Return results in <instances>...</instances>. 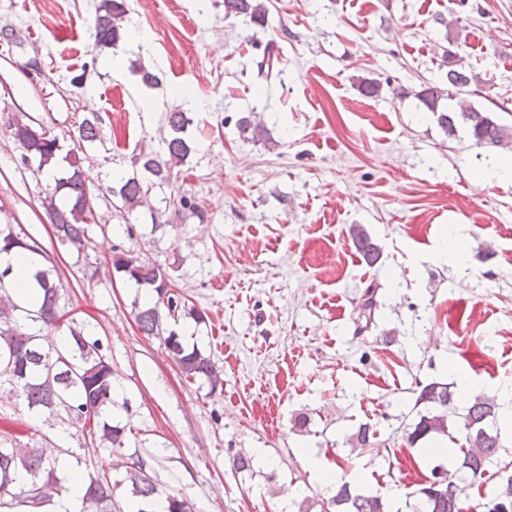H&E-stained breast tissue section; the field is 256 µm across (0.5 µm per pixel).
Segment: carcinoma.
<instances>
[{"label":"carcinoma","mask_w":512,"mask_h":512,"mask_svg":"<svg viewBox=\"0 0 512 512\" xmlns=\"http://www.w3.org/2000/svg\"><path fill=\"white\" fill-rule=\"evenodd\" d=\"M266 13L265 0H224L226 18L243 17L262 25ZM129 20L126 0H100L90 30L93 44L97 47L117 45ZM446 78V89L424 84L412 91L427 111L436 115L444 132L451 136L458 132V126L464 125L479 147L511 144V127L498 123L490 113L476 109L465 99L470 85L479 81L478 74L466 68L462 59L451 55ZM444 99L451 101L446 109L440 107ZM165 123L168 136L162 140L163 153L140 147L132 157L137 173L121 177L116 187H107L108 193L118 195L123 207L129 210L143 202L148 188L170 184L174 168L185 164L193 153L192 141L186 136L191 124L187 113L180 108L167 112ZM101 124L102 118L96 113L84 118L78 127V141H96ZM236 128L245 140L266 139L265 125L248 116L239 118ZM8 130L23 149V162L37 164L39 171L54 165L59 150L57 137L47 135L41 126L20 119L10 121ZM88 159L87 155H70L69 169L63 176L54 178V190L45 198L57 244L78 251L86 246L88 225L98 223L81 165V161ZM352 237L363 261L376 264L380 248L366 229L360 224L353 226ZM12 248L38 251L37 246L19 238L11 226H0V251ZM112 267L151 293L149 301L134 310L141 333L163 343L187 381L205 382L212 393L223 388L222 372L211 355L197 346L185 347L175 329L185 319L202 323L206 314L188 299L166 290L167 272L136 253L127 250L116 255ZM33 278L39 287L37 306L33 310L22 309L10 299L11 269L0 270V377H8L29 410L50 417L63 411L78 425L93 448L117 453L125 448L127 427L113 424L112 413L118 408H127V402L120 403L114 397L116 377L112 363L102 353L101 341L89 339L83 328L68 326L69 336L60 346L44 343L40 332L28 329L30 322L50 330L63 324L58 311L61 282L43 269L37 270ZM361 308L367 330L373 324L376 310L375 287L371 284L362 295ZM414 407L417 408L416 419L404 430L409 447L438 435L462 441L458 453L448 462L444 478L435 479L439 469L435 465L430 469V476L420 483L415 492L414 512H467L468 491L489 482L493 486L481 495L482 502L477 507L484 512H512V474L490 471L503 448L500 432L495 427L500 409L498 397L480 395L460 409L455 403L454 384L420 381ZM57 465L58 458L45 448L0 447V508L19 505L32 512H55L58 498L65 491L62 479L57 476ZM21 472L26 475L23 483L18 482ZM123 485L127 492L126 510L116 499V491ZM161 498L167 502L166 512H195L194 504L187 497L162 495L147 472L146 464L132 453L119 479L105 470L85 476L77 512H152L154 502ZM328 505L335 507L334 512H389L384 494L365 493L346 480L336 488Z\"/></svg>","instance_id":"cac0c4a2"}]
</instances>
